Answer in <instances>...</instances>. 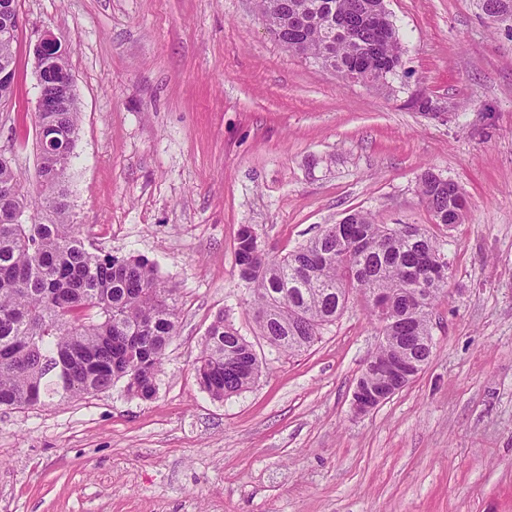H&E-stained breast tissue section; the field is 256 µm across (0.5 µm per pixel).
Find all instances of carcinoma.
<instances>
[{"label":"carcinoma","instance_id":"1","mask_svg":"<svg viewBox=\"0 0 512 512\" xmlns=\"http://www.w3.org/2000/svg\"><path fill=\"white\" fill-rule=\"evenodd\" d=\"M382 0H257L275 13L270 33L287 51L322 58L343 74L382 89L401 66L395 27L380 20ZM492 18L512 14V0H480ZM76 102L35 113L36 126L76 136ZM38 192L25 190L0 164V407L49 406L125 382L127 394L151 400L166 351L177 333L176 289L143 255L116 257L86 248L69 221L68 165L43 151ZM419 195L437 224H458L466 209L454 183L422 174ZM44 207L54 219L28 221ZM239 274L261 336L282 354L308 350L359 295L386 336L379 354L427 362L433 305L448 287L440 244L423 229L374 222L364 211L328 224L284 255L236 244ZM200 385L222 400L258 378L253 345L219 314L195 360Z\"/></svg>","mask_w":512,"mask_h":512}]
</instances>
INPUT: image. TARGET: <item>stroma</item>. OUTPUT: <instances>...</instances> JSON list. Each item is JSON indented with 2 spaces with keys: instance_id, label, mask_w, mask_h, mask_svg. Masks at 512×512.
Returning <instances> with one entry per match:
<instances>
[{
  "instance_id": "35a3bbf8",
  "label": "stroma",
  "mask_w": 512,
  "mask_h": 512,
  "mask_svg": "<svg viewBox=\"0 0 512 512\" xmlns=\"http://www.w3.org/2000/svg\"><path fill=\"white\" fill-rule=\"evenodd\" d=\"M384 5L402 65L374 90L286 51L256 0H18L0 155L35 190L33 48L53 35L80 112L70 219L90 249L153 260L179 323L152 400L0 407V512H512V32L479 0ZM428 169L467 195L462 223L422 203ZM360 210L448 263L428 364L364 415L383 337L360 298L288 357L235 260L241 225L283 255ZM220 314L263 366L216 400L193 362ZM396 390L382 387L377 390L365 389L358 379L353 391L352 405L357 414H365L387 401Z\"/></svg>"
}]
</instances>
